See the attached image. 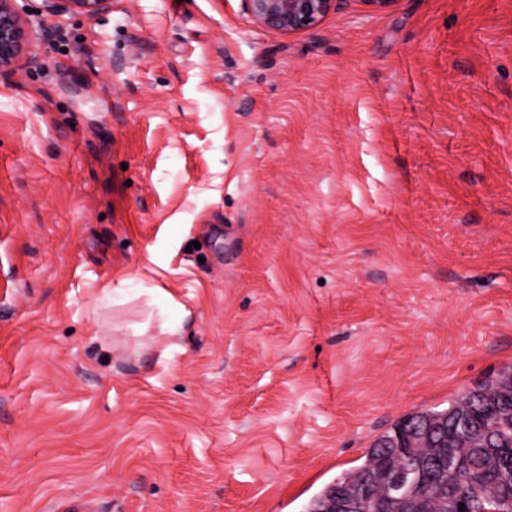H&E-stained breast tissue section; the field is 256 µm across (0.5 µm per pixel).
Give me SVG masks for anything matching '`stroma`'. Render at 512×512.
Returning <instances> with one entry per match:
<instances>
[{"mask_svg":"<svg viewBox=\"0 0 512 512\" xmlns=\"http://www.w3.org/2000/svg\"><path fill=\"white\" fill-rule=\"evenodd\" d=\"M25 5L0 512H304L512 365V0H341L290 36L241 0ZM42 11L52 16L79 14L89 17L107 12L112 0H42Z\"/></svg>","mask_w":512,"mask_h":512,"instance_id":"1","label":"stroma"}]
</instances>
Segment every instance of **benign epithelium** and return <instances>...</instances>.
<instances>
[{
	"label": "benign epithelium",
	"mask_w": 512,
	"mask_h": 512,
	"mask_svg": "<svg viewBox=\"0 0 512 512\" xmlns=\"http://www.w3.org/2000/svg\"><path fill=\"white\" fill-rule=\"evenodd\" d=\"M337 0H242L257 25L292 35L311 28L336 8ZM112 0H42L52 16L79 14L94 17L107 12ZM31 31L18 0H0V75L14 71L31 48Z\"/></svg>",
	"instance_id": "obj_1"
}]
</instances>
